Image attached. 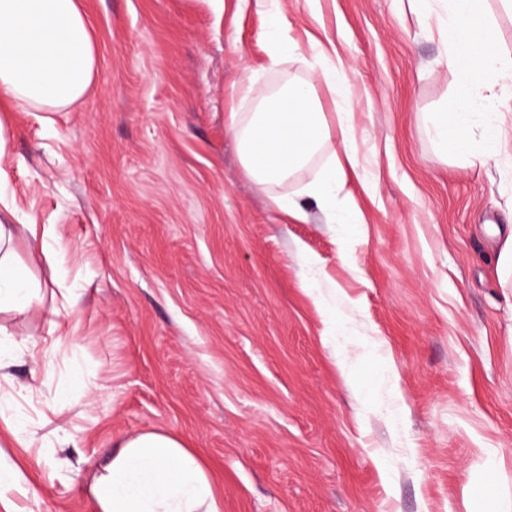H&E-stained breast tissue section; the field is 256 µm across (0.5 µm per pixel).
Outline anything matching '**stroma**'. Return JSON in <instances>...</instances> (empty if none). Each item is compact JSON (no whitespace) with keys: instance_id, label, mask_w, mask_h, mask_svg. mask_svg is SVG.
<instances>
[{"instance_id":"35a3bbf8","label":"stroma","mask_w":512,"mask_h":512,"mask_svg":"<svg viewBox=\"0 0 512 512\" xmlns=\"http://www.w3.org/2000/svg\"><path fill=\"white\" fill-rule=\"evenodd\" d=\"M99 58L53 125L17 112L0 194L40 285L0 312V462L17 512H96L120 439L178 438L224 512H512V143L444 155L425 112L459 76L407 0H281L296 55L271 64L259 0H82ZM349 66L359 166L284 222L319 155L263 189L244 172L236 82ZM327 294L320 308L311 293ZM23 428L13 436L10 425Z\"/></svg>"}]
</instances>
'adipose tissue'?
Segmentation results:
<instances>
[{
    "label": "adipose tissue",
    "instance_id": "obj_1",
    "mask_svg": "<svg viewBox=\"0 0 512 512\" xmlns=\"http://www.w3.org/2000/svg\"><path fill=\"white\" fill-rule=\"evenodd\" d=\"M98 57L97 44L81 0H0V156L12 137L8 115L31 113L47 124L89 93ZM255 74L241 79L236 91L255 101L256 109L235 122L240 161L252 178L268 187L287 181L312 159L341 145V156L299 197L273 196L283 215L304 219L305 204L328 218L336 216V189L358 166L353 149V115L343 113L331 126L317 94L325 85L343 102L351 84L342 60L327 59L319 82L284 83L270 92ZM37 236V225L19 227L0 221V311H24L39 288L27 265L13 254L20 230ZM97 512H224V500L198 457L175 437L147 431L120 440L93 488Z\"/></svg>",
    "mask_w": 512,
    "mask_h": 512
}]
</instances>
